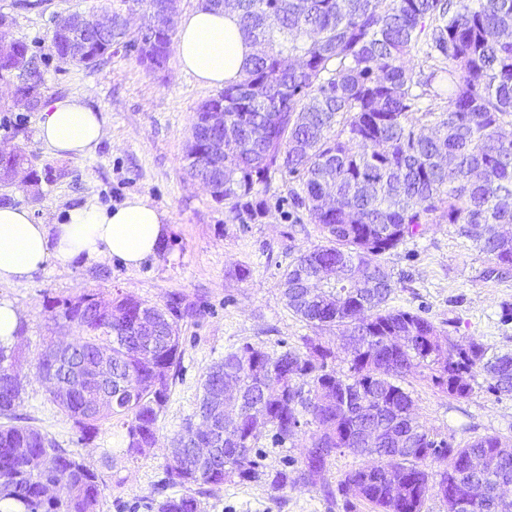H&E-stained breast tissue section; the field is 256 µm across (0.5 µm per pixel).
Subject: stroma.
<instances>
[{"label":"stroma","mask_w":512,"mask_h":512,"mask_svg":"<svg viewBox=\"0 0 512 512\" xmlns=\"http://www.w3.org/2000/svg\"><path fill=\"white\" fill-rule=\"evenodd\" d=\"M103 3L43 0L38 9L23 10L16 0H0V12L13 18L11 38L27 42L42 59L48 98L89 94L109 129L92 154L56 157L37 139V113L15 106L13 83L0 80V146L31 155L41 178L39 196L15 184L0 186V198L27 208L35 223L59 224L73 203L89 200L112 208L128 196L144 195L169 216L167 244L136 268L81 258L64 268L46 267L23 282L0 284V300L18 309L24 326L17 340L23 424L99 466L105 483L100 512H156L157 501L176 492L165 482L169 442L195 412L202 377L214 362L247 343L276 350L302 346L307 336L331 348L337 340L335 332L307 325L285 304L284 270L300 250L321 241L306 212L291 208L288 182L273 180L263 196L266 216L232 220L227 206L182 169L192 117L214 88L200 85L173 57L161 72L148 71L122 51L96 69L60 66L50 44L54 16L95 11ZM383 261L395 282L388 307L428 318L450 341L472 337L497 350L512 349V275H488L490 260L457 225H427ZM87 292L106 299L122 293L159 305L178 293L194 309L179 323L181 362L158 419L157 444L136 459L120 449L125 431L118 421L103 423L97 436L82 439L36 375L38 353L58 334L54 304ZM403 386L419 422L452 444L489 434L512 438V397L479 386L470 397L455 399L418 373L407 376ZM364 464L345 452L331 460L317 486L291 484L279 491L265 481L233 477L204 496V507L206 512H372L366 503L350 508L342 496L330 499L320 491Z\"/></svg>","instance_id":"35a3bbf8"}]
</instances>
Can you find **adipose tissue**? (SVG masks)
I'll list each match as a JSON object with an SVG mask.
<instances>
[{
    "label": "adipose tissue",
    "mask_w": 512,
    "mask_h": 512,
    "mask_svg": "<svg viewBox=\"0 0 512 512\" xmlns=\"http://www.w3.org/2000/svg\"><path fill=\"white\" fill-rule=\"evenodd\" d=\"M173 51L181 67L201 83L223 86L239 79L253 48L234 17L203 8L178 22ZM102 112L87 96L49 102L39 114L37 138L62 158L90 155L107 139ZM168 216L142 195L104 209L85 201L61 224L33 223L28 209L0 207V283L18 282L49 266L82 258L138 267L166 244Z\"/></svg>",
    "instance_id": "obj_1"
}]
</instances>
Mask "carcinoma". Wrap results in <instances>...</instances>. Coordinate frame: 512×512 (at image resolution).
I'll return each instance as SVG.
<instances>
[{
  "label": "carcinoma",
  "mask_w": 512,
  "mask_h": 512,
  "mask_svg": "<svg viewBox=\"0 0 512 512\" xmlns=\"http://www.w3.org/2000/svg\"><path fill=\"white\" fill-rule=\"evenodd\" d=\"M202 7L237 17L246 40L256 47L242 77L224 85L210 101L224 103V126L234 136L224 144V189L213 196L229 212L264 214L255 187L269 191L276 175L295 182L293 205L319 226L323 243L300 251L284 276L288 309L314 328L336 330L347 370L332 366L336 352L306 337L300 348L266 351L244 345L224 354L202 380L192 419L209 415L224 423V384L234 381L244 400L233 438L217 440L201 459L183 434L167 466L172 486H197L169 496L157 512H204L202 496L232 476L261 478L256 443L265 432L283 445L313 425L311 456L297 462L296 476L277 474L271 484L316 485L333 457L345 451L367 459L348 472L340 490L373 512H424L430 490L448 488L469 499L472 512H512L490 483L512 480V440L484 435L453 446L417 420L413 400L400 385L410 373H428L448 396L463 399L484 377L487 390L512 395V352L489 353L471 338L459 345L445 339L426 317L387 307L394 288L383 256L443 220L492 261L490 272L512 271V0H202ZM145 28H112V36L77 46L52 31L51 45L62 64L99 66L112 50L146 45L156 69L166 68V34ZM15 68L0 61L17 83L45 88L36 56L24 41L14 42ZM414 53L427 69L408 65ZM208 101V102H210ZM204 101L192 118L182 161L192 178L197 168ZM446 106H440V103ZM421 117H416V113ZM272 128L269 139L257 136ZM333 193L340 201L326 209ZM324 267L340 278L331 289L344 298L335 307L306 294L305 285ZM368 285L366 314L353 305L354 276ZM83 294L62 301L61 326L72 333V356L79 362L112 350V405L87 414L76 396L52 400L91 436L117 418L125 428L123 451L137 458L155 447L157 423L168 398L171 371L180 365L178 320L191 315L177 293L162 305L117 295L99 311ZM139 309L162 318L164 335L147 344L130 335L128 318ZM14 347L0 344V505L10 512H98L102 479L83 458L60 447L41 430L13 423L24 386L14 371ZM401 437L417 448L411 457L395 449L373 451L360 440L363 430ZM490 455L488 476L471 473L466 461ZM434 463L441 468L431 470ZM405 474L393 492L387 473Z\"/></svg>",
  "instance_id": "1"
}]
</instances>
